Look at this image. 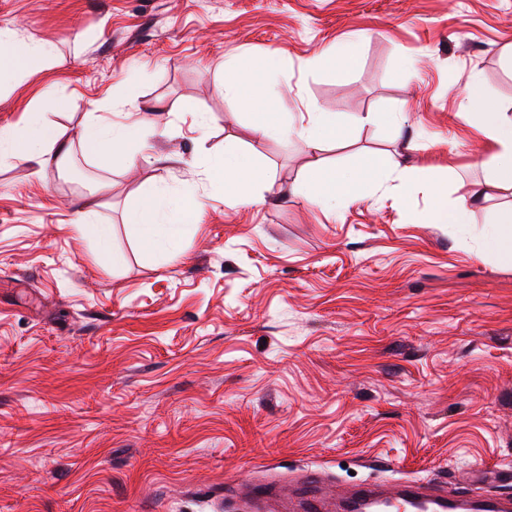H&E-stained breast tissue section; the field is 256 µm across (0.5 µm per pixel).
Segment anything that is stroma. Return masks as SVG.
Returning a JSON list of instances; mask_svg holds the SVG:
<instances>
[{
    "mask_svg": "<svg viewBox=\"0 0 512 512\" xmlns=\"http://www.w3.org/2000/svg\"><path fill=\"white\" fill-rule=\"evenodd\" d=\"M9 22L56 55L0 90V127L47 95L74 145L64 170L0 165V512H224L309 467L341 494L429 477L466 496L512 470V264L486 246L512 191L462 105L474 81L512 114V0H0ZM346 40L349 62H321ZM245 68L269 101L336 113L323 156L357 174L351 201L288 192L305 144L254 137L218 90ZM91 114L135 126L140 155L88 160ZM229 136L261 204L199 173ZM158 183L203 206L174 252L126 222ZM461 185L482 191L471 223H423ZM96 188L115 264L76 227Z\"/></svg>",
    "mask_w": 512,
    "mask_h": 512,
    "instance_id": "1",
    "label": "stroma"
}]
</instances>
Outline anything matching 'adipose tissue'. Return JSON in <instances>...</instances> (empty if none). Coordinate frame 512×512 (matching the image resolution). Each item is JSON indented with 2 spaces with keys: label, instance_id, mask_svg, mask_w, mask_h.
<instances>
[{
  "label": "adipose tissue",
  "instance_id": "adipose-tissue-1",
  "mask_svg": "<svg viewBox=\"0 0 512 512\" xmlns=\"http://www.w3.org/2000/svg\"><path fill=\"white\" fill-rule=\"evenodd\" d=\"M51 42L33 43L20 38L15 29L0 27V78L13 79L29 71L34 61L54 57ZM249 82L247 72L223 85L225 93L241 98L253 115L251 130L262 138L273 133L302 138L312 157L308 169L315 178L308 192L311 204L327 208L339 201L350 200L353 180L345 174L328 168L320 153L324 145L336 137V116L310 103L294 121L282 120L280 113L269 111L257 98L244 94ZM464 108L478 112L477 129L490 148L491 182L496 187L512 189V117L486 104L477 85H470ZM132 126L109 124L99 119L85 123L80 143L85 153L100 160H108L129 142ZM70 153V140L65 131L44 122L40 111L29 113L27 128L18 132L0 129V163H23L34 170H42L51 162L65 160ZM206 180L224 185V201L230 205L257 203L256 192L265 181L264 172L251 156L229 146L223 154L210 157L202 171ZM200 202L189 196L166 198L162 189L143 193L137 207L128 215L134 234L145 245L176 246L196 219Z\"/></svg>",
  "mask_w": 512,
  "mask_h": 512
}]
</instances>
